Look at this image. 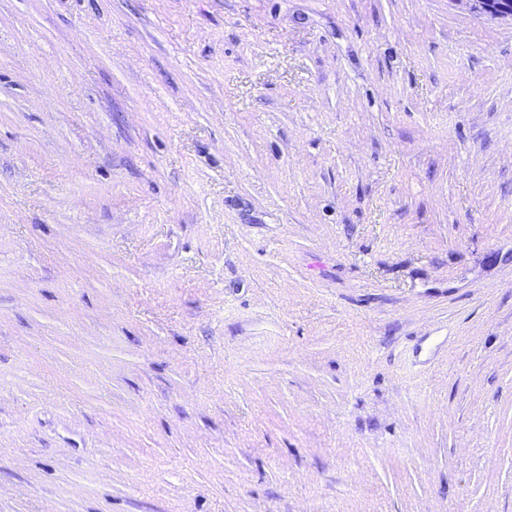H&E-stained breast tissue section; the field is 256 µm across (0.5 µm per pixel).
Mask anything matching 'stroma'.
<instances>
[{
    "mask_svg": "<svg viewBox=\"0 0 512 512\" xmlns=\"http://www.w3.org/2000/svg\"><path fill=\"white\" fill-rule=\"evenodd\" d=\"M0 512H512V19L0 0Z\"/></svg>",
    "mask_w": 512,
    "mask_h": 512,
    "instance_id": "35a3bbf8",
    "label": "stroma"
}]
</instances>
